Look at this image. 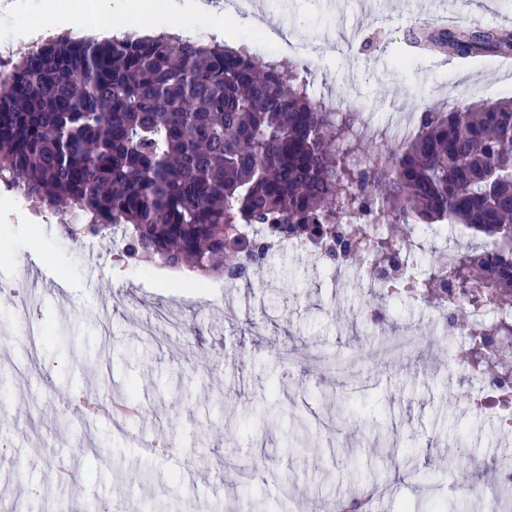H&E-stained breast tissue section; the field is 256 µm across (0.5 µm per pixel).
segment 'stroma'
<instances>
[{
    "label": "stroma",
    "mask_w": 512,
    "mask_h": 512,
    "mask_svg": "<svg viewBox=\"0 0 512 512\" xmlns=\"http://www.w3.org/2000/svg\"><path fill=\"white\" fill-rule=\"evenodd\" d=\"M461 26L512 29V0H437ZM257 15L305 46L318 95L369 112L377 126L392 114L466 97L512 96V65L486 55L461 64L413 47L409 29L426 24L402 0H261ZM93 25L123 36L149 25L168 32L200 26L210 38L243 42L260 29L229 16L223 27L191 14L128 18L95 9ZM40 258L28 252L32 237ZM111 237L63 236L57 216L36 213L0 186V281H21L26 307L0 292V495L16 512H101L131 500L138 512H336L340 495H363L348 454L379 466L384 512H485L482 495L496 460L512 454L493 418L457 404L463 366L444 369L447 349L432 299H382L357 269L314 270L306 255L283 250L258 267L252 286L184 267L112 260ZM384 322L375 327L368 315ZM432 346L393 361L384 337L405 330ZM299 357L277 394L281 351ZM230 393L223 407L219 392ZM107 404L135 393L144 410L116 429L112 420L77 421L69 397ZM304 417L309 438L285 449ZM80 445L70 462L81 475L57 478V447ZM174 441L181 467L146 452L141 440ZM419 468L448 458L461 467L420 489L395 483L394 457ZM265 471V479L252 469Z\"/></svg>",
    "instance_id": "obj_1"
}]
</instances>
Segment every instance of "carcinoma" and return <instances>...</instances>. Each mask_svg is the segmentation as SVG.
<instances>
[{
  "instance_id": "cac0c4a2",
  "label": "carcinoma",
  "mask_w": 512,
  "mask_h": 512,
  "mask_svg": "<svg viewBox=\"0 0 512 512\" xmlns=\"http://www.w3.org/2000/svg\"><path fill=\"white\" fill-rule=\"evenodd\" d=\"M453 59L512 54L497 29L428 28ZM310 70L178 34L41 45L0 78V183L74 237L231 282L294 239L339 268L369 261L398 296L403 239L374 225L461 224L479 252L420 274L424 295L497 317L465 324L471 375L512 405V98L427 107L395 143L309 93Z\"/></svg>"
}]
</instances>
